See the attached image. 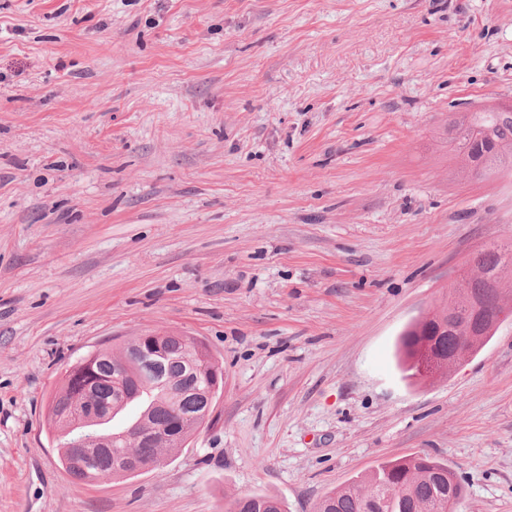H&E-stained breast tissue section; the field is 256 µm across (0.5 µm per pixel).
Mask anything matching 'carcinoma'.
Listing matches in <instances>:
<instances>
[{
	"label": "carcinoma",
	"instance_id": "carcinoma-1",
	"mask_svg": "<svg viewBox=\"0 0 512 512\" xmlns=\"http://www.w3.org/2000/svg\"><path fill=\"white\" fill-rule=\"evenodd\" d=\"M451 150L461 168L473 176H489L512 171V112H499L491 108H477L456 112L444 124ZM471 260L481 271L482 277L473 283L480 293L486 313L500 321L512 302V287L498 288L499 276L505 262H512V242L496 246L489 251L479 250ZM453 311L456 318L467 320L470 332L458 331L448 326V309L432 315L412 326L399 338V353L403 370L409 378L419 373L418 350L434 342L448 351L458 345V337L492 336L494 332L472 316L467 301L456 298ZM156 346L153 358L160 361L158 372L164 382L172 387L186 385V391L167 394L154 389L157 402L137 396L139 383L154 378L118 377L115 361L138 350L140 337L136 336L117 352L98 348L87 353L65 370L61 384L49 407L47 423L61 450L60 460L66 470L81 480H92L95 472L109 469L110 460L89 447L79 454L74 445L75 434L101 435L107 426L89 424L84 408L112 404L117 416L132 403L140 405V413L129 427H151L166 433L171 422V411L176 409L185 418L183 428L157 442L146 441L139 448L125 447L118 443L112 447V456L137 455L165 460L197 431L192 418L199 411V393L218 394L223 379L210 376L213 358L207 347L188 336L155 331ZM197 373L188 375L191 367ZM462 496V486L448 468V464L427 455H415L396 461H387L376 467L367 477L354 480L336 489L320 501L318 512H454ZM285 512L283 502L269 494H253L235 499L226 512Z\"/></svg>",
	"mask_w": 512,
	"mask_h": 512
}]
</instances>
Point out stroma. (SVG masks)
I'll return each mask as SVG.
<instances>
[{
    "mask_svg": "<svg viewBox=\"0 0 512 512\" xmlns=\"http://www.w3.org/2000/svg\"><path fill=\"white\" fill-rule=\"evenodd\" d=\"M512 104V0H0V512H224L413 454L512 512V316L447 377L398 364L512 175L440 133ZM224 369L162 468L85 482L48 430L69 365L148 330Z\"/></svg>",
    "mask_w": 512,
    "mask_h": 512,
    "instance_id": "obj_1",
    "label": "stroma"
}]
</instances>
